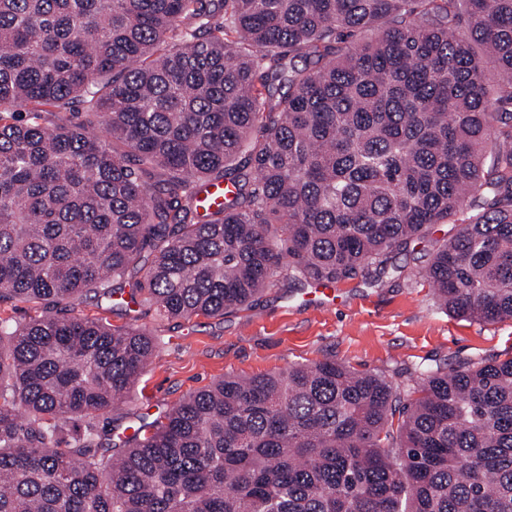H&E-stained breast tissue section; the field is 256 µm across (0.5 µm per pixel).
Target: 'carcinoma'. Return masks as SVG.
Here are the masks:
<instances>
[{"mask_svg":"<svg viewBox=\"0 0 512 512\" xmlns=\"http://www.w3.org/2000/svg\"><path fill=\"white\" fill-rule=\"evenodd\" d=\"M512 0H0V512H512V357L409 390L331 358L226 376L124 438L159 341L276 281L420 276L512 320ZM218 183L231 194L200 210Z\"/></svg>","mask_w":512,"mask_h":512,"instance_id":"obj_1","label":"carcinoma"}]
</instances>
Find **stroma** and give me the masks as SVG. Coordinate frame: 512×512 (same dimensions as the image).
Segmentation results:
<instances>
[{
    "label": "stroma",
    "instance_id": "1",
    "mask_svg": "<svg viewBox=\"0 0 512 512\" xmlns=\"http://www.w3.org/2000/svg\"><path fill=\"white\" fill-rule=\"evenodd\" d=\"M430 248L420 243L396 259L397 271L357 275L337 292L292 288L287 275L248 306L218 316L166 319L139 306L83 298L78 314L112 325L146 327L161 343L127 401L101 417L105 426L158 418L190 393L224 375L274 373L326 357L406 384L427 359L512 356V320L482 324L449 315L417 275Z\"/></svg>",
    "mask_w": 512,
    "mask_h": 512
}]
</instances>
